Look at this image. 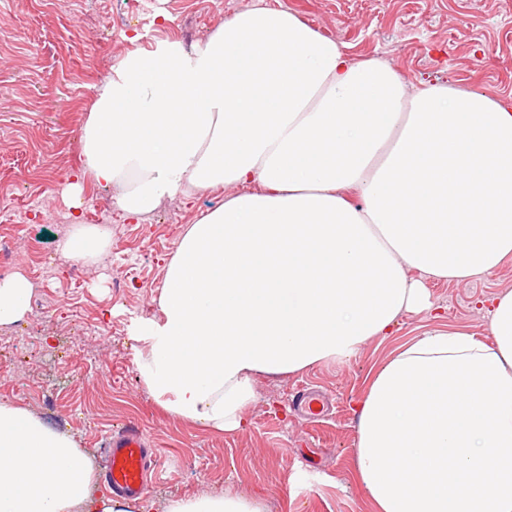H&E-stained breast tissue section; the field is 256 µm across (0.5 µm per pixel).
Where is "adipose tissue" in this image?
<instances>
[{
    "label": "adipose tissue",
    "instance_id": "1",
    "mask_svg": "<svg viewBox=\"0 0 512 512\" xmlns=\"http://www.w3.org/2000/svg\"><path fill=\"white\" fill-rule=\"evenodd\" d=\"M82 176L115 188L138 221L186 187H224L182 227L139 331V378L171 415L246 430L258 375L347 360L429 308L425 279L464 282L512 256V98L410 85L391 64L273 6L236 12L193 48L128 51L100 83ZM108 237L77 227L64 259ZM33 288L0 281V324ZM490 341L433 330L395 356L494 353L512 377V290L488 310ZM92 457L67 432L0 401V512H131L98 496ZM203 493L165 512H262Z\"/></svg>",
    "mask_w": 512,
    "mask_h": 512
}]
</instances>
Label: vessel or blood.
Returning a JSON list of instances; mask_svg holds the SVG:
<instances>
[{"label":"vessel or blood","mask_w":512,"mask_h":512,"mask_svg":"<svg viewBox=\"0 0 512 512\" xmlns=\"http://www.w3.org/2000/svg\"><path fill=\"white\" fill-rule=\"evenodd\" d=\"M293 407L309 416L320 415L325 403L308 389H300L290 399ZM154 449L149 448L140 426L129 424L114 431L106 448L103 480L113 495L121 498L141 496L149 483Z\"/></svg>","instance_id":"1"}]
</instances>
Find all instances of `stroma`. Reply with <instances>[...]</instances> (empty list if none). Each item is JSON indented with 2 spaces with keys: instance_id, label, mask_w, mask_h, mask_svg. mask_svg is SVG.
Returning a JSON list of instances; mask_svg holds the SVG:
<instances>
[{
  "instance_id": "stroma-1",
  "label": "stroma",
  "mask_w": 512,
  "mask_h": 512,
  "mask_svg": "<svg viewBox=\"0 0 512 512\" xmlns=\"http://www.w3.org/2000/svg\"><path fill=\"white\" fill-rule=\"evenodd\" d=\"M266 2L343 43L356 60L380 57L412 83L450 82L512 96V0H0V246L16 272L45 280L23 320L0 326V401L76 435L104 465L112 431L138 422L158 465L141 503L231 491L268 512H372L356 478L353 406L398 348L435 329L487 339L485 302L512 289V258L463 283L426 280L433 306L402 317L396 333L347 361L294 375H263L247 431L224 433L170 415L140 384L133 331L158 317L155 298L182 226L224 201L220 191L180 192L146 222L123 217L113 190L84 181L81 213L103 212L121 238L112 261L85 260L73 283L60 241L73 230L63 187L79 173L83 125L96 88L131 48L164 39L192 47L235 12ZM126 22L112 27L113 18ZM312 383L333 395L332 415L303 419L288 397Z\"/></svg>"
}]
</instances>
